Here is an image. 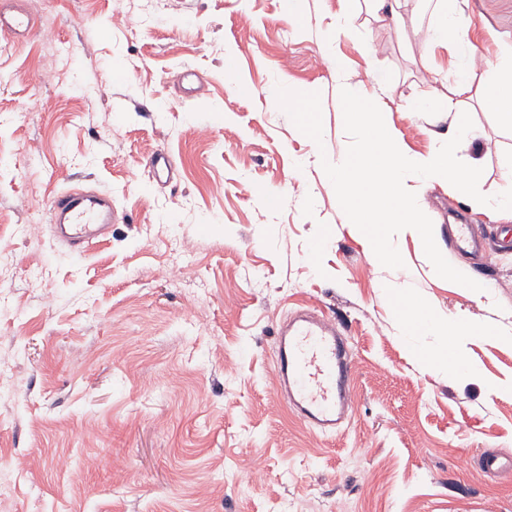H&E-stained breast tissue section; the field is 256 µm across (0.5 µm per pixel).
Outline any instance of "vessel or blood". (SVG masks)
<instances>
[{
  "label": "vessel or blood",
  "instance_id": "b4317fda",
  "mask_svg": "<svg viewBox=\"0 0 512 512\" xmlns=\"http://www.w3.org/2000/svg\"><path fill=\"white\" fill-rule=\"evenodd\" d=\"M0 25L25 35L34 28L35 21L0 0ZM51 211L69 224L66 240L72 255L77 257L84 255L92 227H105L120 219L111 205L83 204L77 191L58 194ZM448 233L455 251L484 249L471 225H450ZM273 372L294 413L314 434L333 436L339 432L353 409V370L348 343L331 319L306 312L281 325ZM477 463L490 474L512 473V456L486 451Z\"/></svg>",
  "mask_w": 512,
  "mask_h": 512
}]
</instances>
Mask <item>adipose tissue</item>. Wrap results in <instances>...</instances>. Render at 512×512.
I'll list each match as a JSON object with an SVG mask.
<instances>
[{"label": "adipose tissue", "mask_w": 512, "mask_h": 512, "mask_svg": "<svg viewBox=\"0 0 512 512\" xmlns=\"http://www.w3.org/2000/svg\"><path fill=\"white\" fill-rule=\"evenodd\" d=\"M432 40L452 52L455 94L468 92L475 51L460 38L459 29L448 13L439 15ZM400 325L409 355L427 371L458 379L476 375L475 365L465 358L466 346L475 336L469 320L457 315H438L417 305L402 310Z\"/></svg>", "instance_id": "adipose-tissue-1"}]
</instances>
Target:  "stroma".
Listing matches in <instances>:
<instances>
[{"mask_svg": "<svg viewBox=\"0 0 512 512\" xmlns=\"http://www.w3.org/2000/svg\"><path fill=\"white\" fill-rule=\"evenodd\" d=\"M144 4L131 32L112 25L124 0H20L35 32L0 29V512H512V476L461 461L512 454V345L493 335L512 323V252L463 260L488 299L440 278L408 236L393 238L404 268L383 267L316 158L350 143L335 56L411 154L437 148L447 119L413 110L453 88L449 51L422 35L434 0L402 7L401 27L368 0H308L302 28L284 0ZM448 9L483 59L457 105L474 123L457 156L482 167L479 189L495 196L512 129L483 92L512 59V0ZM36 66L51 83L31 81ZM276 85L320 94L322 143L279 108ZM490 139L493 156L481 150ZM161 148L173 170L159 180L145 161ZM74 188L124 216L80 257L50 210ZM415 192L442 252L458 218L512 235V211L475 208L448 183ZM267 194L282 206L267 210ZM34 217L37 235H18ZM174 237L185 254L172 281L162 269ZM403 288L474 321L475 377L410 358ZM302 306L335 319L354 350V410L333 437L289 411L273 373L277 326Z\"/></svg>", "mask_w": 512, "mask_h": 512, "instance_id": "stroma-1", "label": "stroma"}]
</instances>
